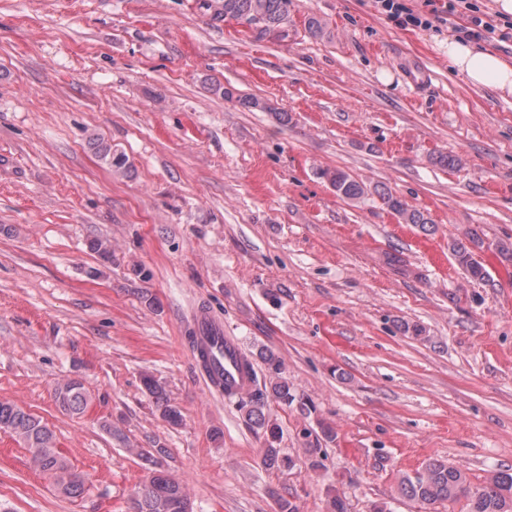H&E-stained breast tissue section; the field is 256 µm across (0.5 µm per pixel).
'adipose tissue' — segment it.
Returning a JSON list of instances; mask_svg holds the SVG:
<instances>
[{"label": "adipose tissue", "instance_id": "obj_1", "mask_svg": "<svg viewBox=\"0 0 512 512\" xmlns=\"http://www.w3.org/2000/svg\"><path fill=\"white\" fill-rule=\"evenodd\" d=\"M448 63L470 86L512 95V65L496 52L452 36L448 39Z\"/></svg>", "mask_w": 512, "mask_h": 512}]
</instances>
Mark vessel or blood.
I'll list each match as a JSON object with an SVG mask.
<instances>
[{
	"instance_id": "1",
	"label": "vessel or blood",
	"mask_w": 512,
	"mask_h": 512,
	"mask_svg": "<svg viewBox=\"0 0 512 512\" xmlns=\"http://www.w3.org/2000/svg\"><path fill=\"white\" fill-rule=\"evenodd\" d=\"M191 338L193 357L204 374L210 392L224 396L246 397L256 388L253 365L238 338L225 335L224 325L207 310H196Z\"/></svg>"
}]
</instances>
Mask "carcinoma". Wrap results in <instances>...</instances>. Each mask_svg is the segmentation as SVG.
I'll use <instances>...</instances> for the list:
<instances>
[{"instance_id":"carcinoma-1","label":"carcinoma","mask_w":512,"mask_h":512,"mask_svg":"<svg viewBox=\"0 0 512 512\" xmlns=\"http://www.w3.org/2000/svg\"><path fill=\"white\" fill-rule=\"evenodd\" d=\"M213 4V20H241L252 27L259 39L285 42L291 37L288 18L293 0H213ZM97 149L100 157L112 167L118 170L125 167L122 156L112 154L111 145L99 142ZM321 177L343 198L359 200L369 194L365 184L341 170H324ZM374 194L383 208L404 223L421 226L429 223L421 210L408 205L391 190L376 187ZM452 255L467 276L477 280L485 278L484 267L466 245H453ZM260 357L267 366L268 380L247 399L240 400V408L245 410L254 427L267 433L269 443L263 450L262 464L267 469H274L291 463V459L280 456V449L274 446L280 438V431L265 413L268 401L275 400L286 406L295 403L305 415L311 413V406L306 399L293 393L283 362L275 352L267 349L260 352ZM143 385L158 402L162 417L172 425L179 424L180 413L168 403L162 386L151 376L143 377ZM54 397L59 407L72 415L84 413L90 401L89 392L78 380L58 384ZM0 429L14 434L29 448L34 466L52 479L60 495L76 498L84 493V480L77 477L68 459L58 449L54 433L40 419L16 404L0 402ZM129 452L153 466L150 476L133 499V512H193L184 485L161 469L165 448H131ZM399 491L423 505L464 500L465 512H512V472L507 470L496 473L482 485L473 486L467 476L448 461L431 458L422 469L402 477Z\"/></svg>"}]
</instances>
